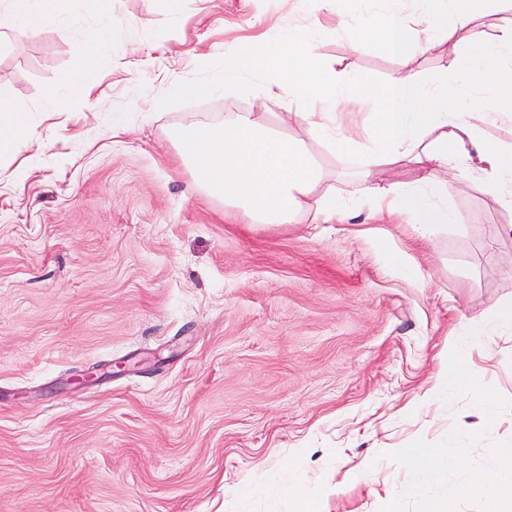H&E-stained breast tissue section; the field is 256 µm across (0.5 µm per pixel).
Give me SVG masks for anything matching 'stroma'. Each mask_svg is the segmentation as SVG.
<instances>
[{"instance_id":"35a3bbf8","label":"stroma","mask_w":512,"mask_h":512,"mask_svg":"<svg viewBox=\"0 0 512 512\" xmlns=\"http://www.w3.org/2000/svg\"><path fill=\"white\" fill-rule=\"evenodd\" d=\"M58 22L0 33V100L25 104L39 166L0 183V512H379L410 482L391 457L449 425L512 440L446 401L439 376L476 322L512 305V208L477 179L454 183L431 242L386 204L333 224L263 227L192 189L177 131L254 111L262 76L224 97L174 95L212 50L260 41L272 22L317 27L328 68L376 85L401 69L375 43L352 51L328 10L296 0H65ZM121 42L90 91L47 105L77 44L108 19ZM411 69L440 82L453 43ZM268 102L264 122L303 141L350 198L363 162ZM292 113L280 125L281 112ZM468 369L512 403V330L488 327Z\"/></svg>"}]
</instances>
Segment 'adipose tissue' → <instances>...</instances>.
<instances>
[{
  "label": "adipose tissue",
  "mask_w": 512,
  "mask_h": 512,
  "mask_svg": "<svg viewBox=\"0 0 512 512\" xmlns=\"http://www.w3.org/2000/svg\"><path fill=\"white\" fill-rule=\"evenodd\" d=\"M336 16V31H355L358 42L374 41L397 56L403 68L381 88L368 84L357 72L336 77L326 71L317 53L312 27L271 24L265 40L207 57L210 79L180 86L183 95L233 94L242 77L262 65L277 97L304 104L301 114L317 135L337 141L365 165L354 203L336 198L324 188L321 171L302 141L292 140L264 124L256 112H228L219 122L181 130L179 152L193 172V186L223 200L225 208L247 216L251 223L275 226L294 223L311 201H318L324 221L351 206L390 198L405 215L417 237L428 240L442 224L458 223L444 203L449 180L484 178L503 207L512 208V163L486 146L479 137L482 125L502 120L494 101L501 81V62L512 51V17L503 19L495 38L472 28L476 0H419L416 11L404 15L395 0H323ZM53 0H0V28L37 34L56 22ZM470 28L471 46L454 48L459 72L454 83L434 86L418 80L409 63L436 45L451 41L449 22ZM123 26L111 22L96 28L78 45L88 59L78 75H61L49 100L58 102L89 86L99 52L117 43ZM373 104V130L364 139L337 136L338 103ZM24 105L0 104V180L21 179L26 165H4L31 132ZM431 135L423 144V135ZM414 164L416 177L406 185H383L372 174L388 156Z\"/></svg>",
  "instance_id": "adipose-tissue-1"
}]
</instances>
